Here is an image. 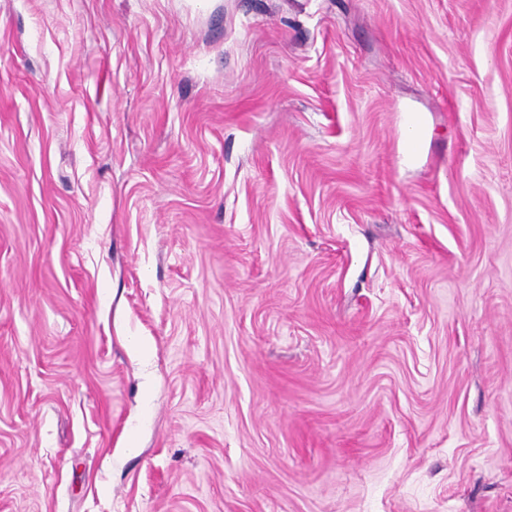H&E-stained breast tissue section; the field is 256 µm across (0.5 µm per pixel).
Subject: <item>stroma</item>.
I'll list each match as a JSON object with an SVG mask.
<instances>
[{
  "label": "stroma",
  "instance_id": "obj_1",
  "mask_svg": "<svg viewBox=\"0 0 512 512\" xmlns=\"http://www.w3.org/2000/svg\"><path fill=\"white\" fill-rule=\"evenodd\" d=\"M0 512H512V0H0Z\"/></svg>",
  "mask_w": 512,
  "mask_h": 512
}]
</instances>
